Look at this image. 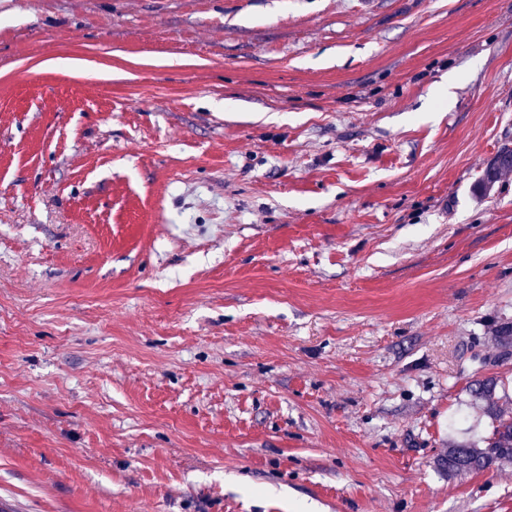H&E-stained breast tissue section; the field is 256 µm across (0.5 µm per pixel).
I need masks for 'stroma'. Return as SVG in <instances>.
Listing matches in <instances>:
<instances>
[{
    "mask_svg": "<svg viewBox=\"0 0 512 512\" xmlns=\"http://www.w3.org/2000/svg\"><path fill=\"white\" fill-rule=\"evenodd\" d=\"M512 0H0V512H512ZM505 152L498 154L483 172L476 187L479 194H485L502 175L512 171V151H507L510 154L509 157L503 156ZM471 393L487 403L492 419L490 433L482 439L483 446L460 443L448 447V455L439 463L448 477L462 472L484 471L497 462L512 461V416L495 404L498 382L495 379L476 380Z\"/></svg>",
    "mask_w": 512,
    "mask_h": 512,
    "instance_id": "obj_1",
    "label": "stroma"
}]
</instances>
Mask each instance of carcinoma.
Here are the masks:
<instances>
[{"label":"carcinoma","mask_w":512,"mask_h":512,"mask_svg":"<svg viewBox=\"0 0 512 512\" xmlns=\"http://www.w3.org/2000/svg\"><path fill=\"white\" fill-rule=\"evenodd\" d=\"M512 171V155L498 154L483 172L476 191L480 194L490 190L498 179ZM498 382L494 379L475 381L471 393L487 403L492 419L490 433L482 439V445L460 443L448 447V455L440 466L448 476L462 472L484 471L499 463L512 461V416L495 404Z\"/></svg>","instance_id":"1"}]
</instances>
